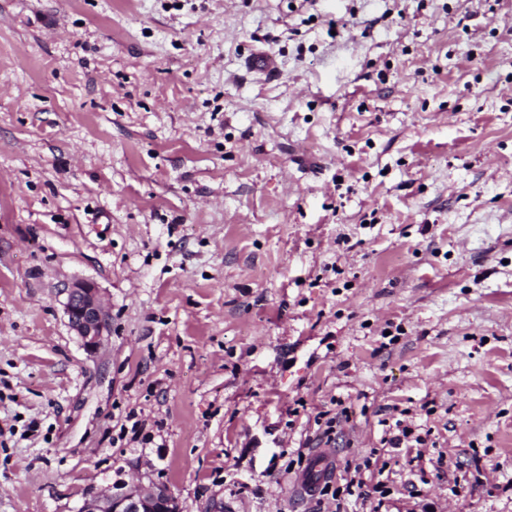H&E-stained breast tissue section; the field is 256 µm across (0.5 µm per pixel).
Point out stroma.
Listing matches in <instances>:
<instances>
[{
	"instance_id": "1",
	"label": "stroma",
	"mask_w": 512,
	"mask_h": 512,
	"mask_svg": "<svg viewBox=\"0 0 512 512\" xmlns=\"http://www.w3.org/2000/svg\"><path fill=\"white\" fill-rule=\"evenodd\" d=\"M318 448L512 512V0H0V512H362ZM65 312L70 329L79 337L89 353H96L109 329L108 316L98 288L89 281L78 282L65 289ZM335 469L336 458L331 452L323 449L314 451L308 468L294 481L296 494L307 497L314 493L322 483L334 476ZM178 503L165 488L145 490L119 484L86 500L80 512H179Z\"/></svg>"
}]
</instances>
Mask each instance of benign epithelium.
<instances>
[{"mask_svg": "<svg viewBox=\"0 0 512 512\" xmlns=\"http://www.w3.org/2000/svg\"><path fill=\"white\" fill-rule=\"evenodd\" d=\"M65 312L85 350L97 352L109 322L95 284L84 281L67 288ZM80 512H179V507L165 488L145 490L139 485L119 484L86 500Z\"/></svg>", "mask_w": 512, "mask_h": 512, "instance_id": "1", "label": "benign epithelium"}]
</instances>
